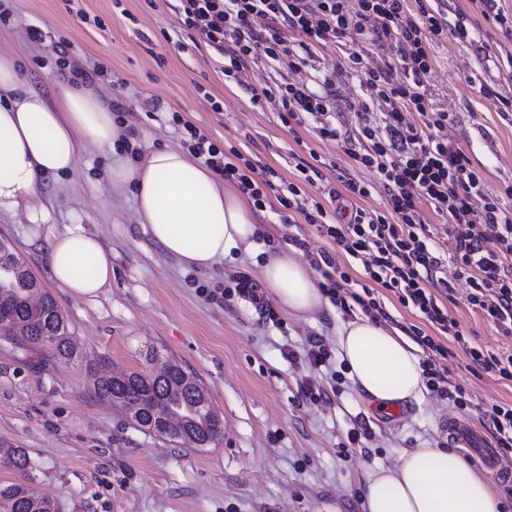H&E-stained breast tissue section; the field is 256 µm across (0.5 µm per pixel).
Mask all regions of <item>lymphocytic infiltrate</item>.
Instances as JSON below:
<instances>
[{"mask_svg": "<svg viewBox=\"0 0 512 512\" xmlns=\"http://www.w3.org/2000/svg\"><path fill=\"white\" fill-rule=\"evenodd\" d=\"M182 23L205 35L210 46L230 59L224 75L239 70L246 58L263 51L273 62L289 60L291 68L307 66L315 49L350 34H370L380 49L393 52L389 65L368 67L361 51L349 56L358 65L370 108L358 112L359 148L346 153L374 172L387 192L388 208L382 213L356 209L345 224H331L318 201L299 202V188L288 183L281 204L298 211L305 223L316 226L347 256L360 260L369 279L354 291L349 276L334 268L331 256L321 253L325 267L323 291L343 313L360 306L371 318L384 315L381 291H389L405 308L420 314L425 328H414L413 340L423 351L422 374L428 390L455 409L467 407L464 390L445 363V337H452L468 361L501 380L512 381V213L498 197L485 190L483 175L465 150L449 140L450 113L434 110L427 94L432 70L430 45L446 35L440 17L422 11L412 19L406 0H179ZM268 19L257 29V19ZM301 34L289 46L285 31ZM402 79H394V69ZM331 79L320 89L304 82H282L265 88L277 98L289 119H313L317 137L338 140L330 120L335 107ZM417 122H410V115ZM184 146L216 175L234 182L263 208L269 191L281 176L272 167L255 170L241 164L238 151L224 152L193 124L184 126ZM427 203L448 225L439 239L424 223L419 205ZM450 256L458 275L468 285L467 303L496 326L505 340L494 352L470 345L445 303L451 288L442 275L443 256Z\"/></svg>", "mask_w": 512, "mask_h": 512, "instance_id": "1", "label": "lymphocytic infiltrate"}]
</instances>
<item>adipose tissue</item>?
<instances>
[{
	"instance_id": "obj_1",
	"label": "adipose tissue",
	"mask_w": 512,
	"mask_h": 512,
	"mask_svg": "<svg viewBox=\"0 0 512 512\" xmlns=\"http://www.w3.org/2000/svg\"><path fill=\"white\" fill-rule=\"evenodd\" d=\"M120 130L110 105L93 89L58 83L51 98L28 86L15 62L0 56V210L38 197L40 176L72 170L82 144L114 142ZM112 183L133 185L140 224L180 264L206 270L235 250H251L253 212L214 173L173 148L140 162H118ZM47 262L55 282L73 297L98 294L112 278V255L78 224L52 235ZM261 277L278 304L296 317L319 311L325 298L293 248L268 257ZM342 357L360 391L379 407L419 399L420 358L400 334L359 317L339 333ZM367 512H500L492 482L454 451L414 448L374 472Z\"/></svg>"
}]
</instances>
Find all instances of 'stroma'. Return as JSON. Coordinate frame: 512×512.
I'll list each match as a JSON object with an SVG mask.
<instances>
[{"instance_id": "obj_1", "label": "stroma", "mask_w": 512, "mask_h": 512, "mask_svg": "<svg viewBox=\"0 0 512 512\" xmlns=\"http://www.w3.org/2000/svg\"><path fill=\"white\" fill-rule=\"evenodd\" d=\"M178 0H0V54L12 56L26 81L51 96L62 75L58 43L72 62L104 63L106 79L95 88L107 98L121 82L126 110L117 124L139 154L180 148L172 122L180 116L207 131L221 149H235L256 167L275 168L295 181L298 166L321 177L301 194L324 204L333 222L346 223L355 208L382 210L386 193L368 169L337 144L319 140L312 124L284 123L277 102L253 94L273 81L336 76V126L357 135L363 99L352 51L371 50L373 65L390 60L369 36L340 38L319 48L310 67L269 69L252 57L230 81L221 56L203 34L182 26ZM463 25L467 37L432 43L428 96L434 109L452 113L449 138L469 155L488 193L512 209V34L496 14L512 21V0H407ZM42 29L31 41L27 27ZM115 144L83 145L76 167L43 177L41 208L28 203L0 213V239L10 242L68 320L77 356L55 361L0 341V448H21L36 470L34 487L59 512H366L372 472L397 464L412 448L448 440L449 414L481 429L484 409L512 402V381L468 369L456 345L448 367L467 391L468 407L452 410L431 393L405 402L392 418L359 394L341 356L340 330L348 318L332 304L310 316L278 311L268 320L249 301L222 299L237 273L261 283L260 268L277 247L294 246L309 265L314 254H333L353 288L367 277L361 261L337 254L335 245L299 214L280 203L256 210V246L236 251L212 268H189L167 256L138 221L132 187L115 189L112 166L126 160ZM371 184L368 197L348 193L343 178ZM72 224L98 236L112 255V280L92 299L71 297L51 277L47 239ZM448 310L464 336L488 351L502 346L495 325L468 308L466 284L457 280ZM331 352L327 369L312 373L302 357L311 338ZM297 360L285 357V350ZM179 363L208 391L223 420L218 441L205 448L178 445L136 429L119 407L98 398L96 376L138 370L146 359ZM316 376L326 400L301 401L298 387Z\"/></svg>"}]
</instances>
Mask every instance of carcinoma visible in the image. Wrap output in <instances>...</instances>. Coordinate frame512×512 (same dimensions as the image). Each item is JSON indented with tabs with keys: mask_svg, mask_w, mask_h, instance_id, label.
<instances>
[{
	"mask_svg": "<svg viewBox=\"0 0 512 512\" xmlns=\"http://www.w3.org/2000/svg\"><path fill=\"white\" fill-rule=\"evenodd\" d=\"M0 263L14 268L13 277L0 283V322L5 332L0 338L22 351L40 349L52 358L69 362L76 357L73 334L56 301L44 293L38 308L28 304L29 289L36 277L14 253L0 255ZM163 380H151L141 371L127 372L120 377H98L94 390L98 396L115 405L135 404L149 422L161 413L166 416L161 435L173 441L190 438L200 446L221 435L212 418L213 408L202 403L207 391L187 383L189 374L176 362ZM0 468L19 475L13 482L0 484V512H55L54 504L40 496L32 487L33 466L19 448H0Z\"/></svg>",
	"mask_w": 512,
	"mask_h": 512,
	"instance_id": "obj_1",
	"label": "carcinoma"
}]
</instances>
